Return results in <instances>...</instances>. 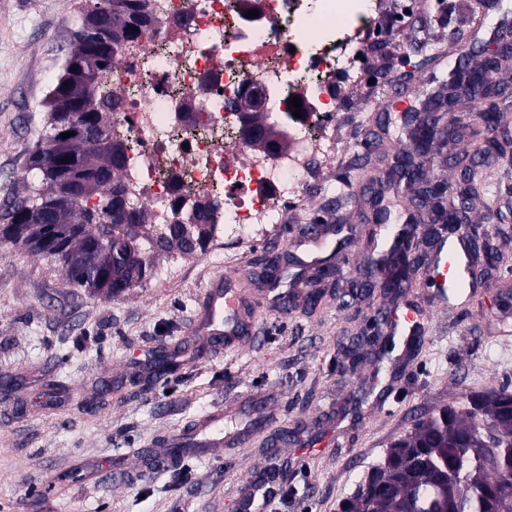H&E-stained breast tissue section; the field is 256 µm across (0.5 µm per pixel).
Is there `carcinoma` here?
Segmentation results:
<instances>
[{
  "label": "carcinoma",
  "mask_w": 512,
  "mask_h": 512,
  "mask_svg": "<svg viewBox=\"0 0 512 512\" xmlns=\"http://www.w3.org/2000/svg\"><path fill=\"white\" fill-rule=\"evenodd\" d=\"M147 23L143 0H85L75 25L73 48L40 102L46 112L37 136L29 171L34 173L27 195L10 205L0 219V242L32 246L61 265L65 279L92 295L117 296L144 287L158 262L172 254L194 257L213 241L212 224H151L148 210L128 205L117 184L126 166L124 144L112 138L115 94L106 90L102 75L112 64L114 49L141 34ZM258 95L239 97L258 135L251 145L285 148L280 128L258 111ZM73 133L63 139L61 134ZM431 133L413 137L403 165L417 178L428 161ZM489 150L478 148L456 159L464 169L460 196L488 188L472 172L489 166ZM76 226L85 238L74 239ZM389 238L405 243L394 250L398 268L386 288L410 283L423 257L415 254L406 230L393 225ZM482 411L499 420V438L486 444L467 405L448 404L415 420L413 430L387 449L372 483L370 512H493L501 505L512 512V484L502 476L512 471V390L509 387L474 392ZM457 463L465 480L450 489L441 480L443 463Z\"/></svg>",
  "instance_id": "1"
}]
</instances>
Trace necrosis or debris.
I'll return each instance as SVG.
<instances>
[{
	"label": "necrosis or debris",
	"instance_id": "1",
	"mask_svg": "<svg viewBox=\"0 0 512 512\" xmlns=\"http://www.w3.org/2000/svg\"><path fill=\"white\" fill-rule=\"evenodd\" d=\"M382 2L146 0L148 27L118 46L105 73L119 98L112 135L127 144L126 201L170 224L205 199L204 221L219 237L284 223L312 160L337 150L331 117L361 80ZM248 88L261 90L286 148L246 142L237 101Z\"/></svg>",
	"mask_w": 512,
	"mask_h": 512
}]
</instances>
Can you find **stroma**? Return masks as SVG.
<instances>
[{"label":"stroma","mask_w":512,"mask_h":512,"mask_svg":"<svg viewBox=\"0 0 512 512\" xmlns=\"http://www.w3.org/2000/svg\"><path fill=\"white\" fill-rule=\"evenodd\" d=\"M83 0H0V207L21 199L39 104L72 44ZM387 26L374 38L389 58L338 107L341 143L284 224L241 241L211 242L195 258L160 261L145 287L106 299L73 287L50 259L0 243V512H240L251 478L279 464L269 512H338L357 483L381 463L416 417L461 402L473 391L512 387V266L482 267L474 298L452 302L417 352L396 339L391 353L383 315L429 305L434 291L413 283L404 294L351 296L360 266L380 255L372 198L394 201L424 232L432 206L414 204L416 186L398 187L391 168L409 143L404 113L447 91L458 55L471 68L499 49L512 0H386ZM492 125L449 136L446 113L424 177L457 183L454 156L484 140L512 141V98ZM488 193L470 201L472 233L512 257V222L489 215L512 206V163L488 170ZM343 225L349 271L332 251L297 246L300 230ZM276 256L285 310L262 274ZM242 278L256 301L246 341L215 346L197 331L198 303L215 274ZM390 395L394 412L376 405ZM232 408L248 434L220 452L165 464L167 444L217 408ZM305 427L288 443L279 429ZM316 446L305 460L300 451Z\"/></svg>","instance_id":"stroma-1"}]
</instances>
